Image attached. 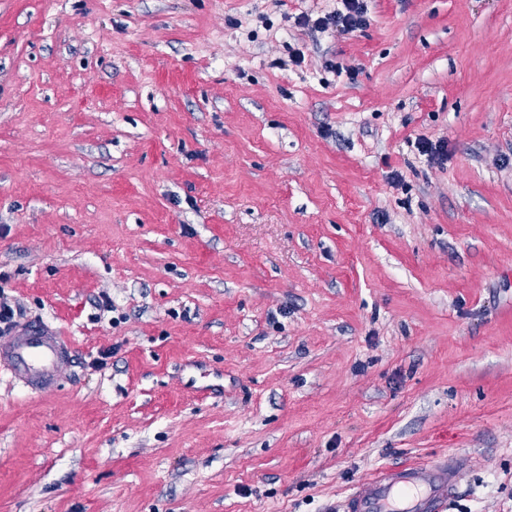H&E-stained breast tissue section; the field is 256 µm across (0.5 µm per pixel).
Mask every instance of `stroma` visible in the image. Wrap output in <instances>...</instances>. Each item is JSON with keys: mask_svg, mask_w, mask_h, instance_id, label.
<instances>
[{"mask_svg": "<svg viewBox=\"0 0 512 512\" xmlns=\"http://www.w3.org/2000/svg\"><path fill=\"white\" fill-rule=\"evenodd\" d=\"M339 5L0 0V272L72 351L0 375V512H344L454 452L447 512H512V0L295 22ZM340 2V9L316 19H312L308 12H302L298 17L299 25L319 32H325L329 28H335L340 32H354L367 25L363 0H341Z\"/></svg>", "mask_w": 512, "mask_h": 512, "instance_id": "obj_1", "label": "stroma"}]
</instances>
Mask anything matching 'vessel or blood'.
<instances>
[{"label": "vessel or blood", "instance_id": "vessel-or-blood-1", "mask_svg": "<svg viewBox=\"0 0 512 512\" xmlns=\"http://www.w3.org/2000/svg\"><path fill=\"white\" fill-rule=\"evenodd\" d=\"M71 341L44 323L27 324L14 332L0 350V372L35 391L49 389L58 371L70 360ZM468 466L455 453L421 464L382 468L358 482L346 512H443Z\"/></svg>", "mask_w": 512, "mask_h": 512}]
</instances>
